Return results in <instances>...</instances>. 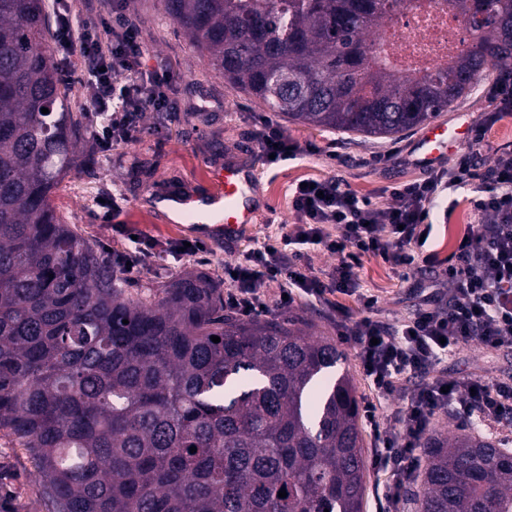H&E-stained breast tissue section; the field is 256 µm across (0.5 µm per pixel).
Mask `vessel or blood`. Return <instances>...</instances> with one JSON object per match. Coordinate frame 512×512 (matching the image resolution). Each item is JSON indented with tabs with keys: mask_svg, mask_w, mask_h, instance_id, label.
Returning <instances> with one entry per match:
<instances>
[{
	"mask_svg": "<svg viewBox=\"0 0 512 512\" xmlns=\"http://www.w3.org/2000/svg\"><path fill=\"white\" fill-rule=\"evenodd\" d=\"M461 142L459 127L429 122L423 127L413 160L420 168H429ZM214 181L218 189L213 197L203 200L191 193L177 200L185 221L194 224L197 236L204 241L237 237L243 225L254 222L258 211L253 178L239 166L225 165L215 172Z\"/></svg>",
	"mask_w": 512,
	"mask_h": 512,
	"instance_id": "obj_1",
	"label": "vessel or blood"
}]
</instances>
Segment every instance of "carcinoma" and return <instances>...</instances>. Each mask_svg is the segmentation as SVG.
<instances>
[{
	"label": "carcinoma",
	"mask_w": 512,
	"mask_h": 512,
	"mask_svg": "<svg viewBox=\"0 0 512 512\" xmlns=\"http://www.w3.org/2000/svg\"><path fill=\"white\" fill-rule=\"evenodd\" d=\"M162 2L231 88L319 129L396 138L482 74L512 71V0H492L488 17L444 0L471 42L406 74L366 38L400 0ZM48 10L0 0V430L28 449L44 501L52 512H362L356 388L347 372L330 377L346 361L332 337L291 313L244 320L202 272L133 294L111 253L52 206L83 138ZM422 476L409 492L418 512H512L500 439L436 431Z\"/></svg>",
	"instance_id": "1"
}]
</instances>
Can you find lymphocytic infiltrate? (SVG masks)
Instances as JSON below:
<instances>
[{"mask_svg": "<svg viewBox=\"0 0 512 512\" xmlns=\"http://www.w3.org/2000/svg\"><path fill=\"white\" fill-rule=\"evenodd\" d=\"M54 42L62 52L79 55L85 68L77 82L83 107L94 115L101 152L132 142L143 131L148 112H167L174 75L164 65L145 67L138 30L121 25L103 47L94 26L78 19L66 0H53ZM496 110L476 129L470 149L451 168L429 169L420 181L387 187L386 203L358 195L336 177L296 186V222L279 239L265 240L245 261L225 266L224 305L251 317L267 312L273 285L289 301L304 297L330 304L334 295L357 298L361 314H337L336 335L354 350L369 387L364 416L376 441L372 459L381 474L385 512H398L403 492L418 477V452L441 413L468 423H512V378L484 373L458 378L436 375V367L463 344L477 341L485 352L512 350V153L482 162L480 148L489 125L512 112V86L495 89ZM254 150L263 164L296 159L314 145L292 144L267 116L253 119ZM476 193L468 203L475 224L456 243L443 274L447 289L424 296L412 318L393 323L378 316V299L363 289L364 259L378 257L402 268V279L419 291L413 248L430 234L434 210L448 195L467 186ZM322 247L336 263L328 278L311 270L304 248ZM197 247L176 240L165 244L141 235L116 255L130 271H141L157 255L180 259Z\"/></svg>", "mask_w": 512, "mask_h": 512, "instance_id": "obj_1", "label": "lymphocytic infiltrate"}]
</instances>
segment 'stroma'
Here are the masks:
<instances>
[{
    "label": "stroma",
    "instance_id": "35a3bbf8",
    "mask_svg": "<svg viewBox=\"0 0 512 512\" xmlns=\"http://www.w3.org/2000/svg\"><path fill=\"white\" fill-rule=\"evenodd\" d=\"M92 3L95 16L104 17L111 24H118L123 17L138 23L147 66L163 62L174 72L171 100L175 109L148 113L138 140L118 147L110 156H95L92 166L73 168L52 194L53 207L85 236L106 250L118 252L125 247V234L129 231L164 242L195 239L192 224L167 222L154 201L174 191L213 192L212 173L225 164L236 163L253 169L257 175L255 188L262 199L257 223L233 241L205 242L203 249L187 260L171 257L157 260L134 275L137 285L155 286L188 271H202L215 280H223L225 264L243 261L254 240L280 236L294 224L291 190L300 180L337 176L358 193L375 197L386 186L421 178V171L405 162L417 132L395 139L366 138L289 121L232 89L209 66L207 58L200 55L185 32L172 22L162 0H92ZM495 81L492 72L480 77L474 92L439 113V120L451 124L463 114L471 126L480 125L494 108L491 95ZM259 114L269 115L299 145H316V152L302 154L276 167L262 165L253 153L250 139L251 120ZM85 188L99 197L116 188L122 191L125 199L109 222L101 221L97 204L85 201L81 194ZM473 221L462 205L439 217L424 254L447 258L457 234ZM360 276L379 299L381 319L401 321L413 315L419 299L408 293L391 265L378 258L366 260ZM441 370L450 377L484 372L512 376V350L489 355L478 342L472 341L449 357ZM33 470L27 450L0 431V500L9 504L13 512H49L40 499Z\"/></svg>",
    "mask_w": 512,
    "mask_h": 512
}]
</instances>
